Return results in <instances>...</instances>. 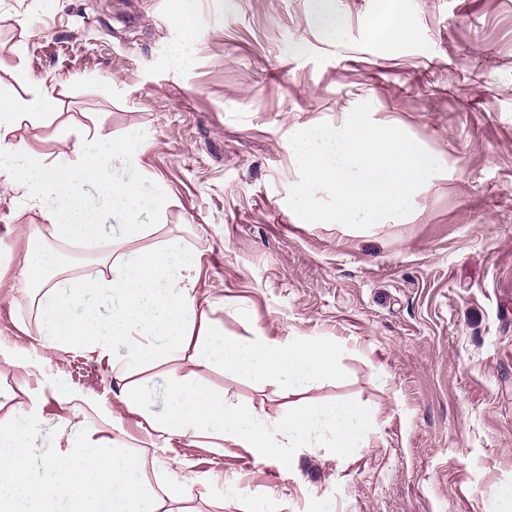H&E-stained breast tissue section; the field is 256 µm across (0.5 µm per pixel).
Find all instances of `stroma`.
I'll return each mask as SVG.
<instances>
[{
  "instance_id": "stroma-1",
  "label": "stroma",
  "mask_w": 512,
  "mask_h": 512,
  "mask_svg": "<svg viewBox=\"0 0 512 512\" xmlns=\"http://www.w3.org/2000/svg\"><path fill=\"white\" fill-rule=\"evenodd\" d=\"M405 2L415 37L390 46L373 33L382 0H340L349 24L335 42L313 28L307 0H193L188 39L169 25L168 0H0V83L25 95L43 80L54 113L24 122L17 140L50 161L73 159L88 133L143 145L139 185L165 189L168 204L141 215L160 229L129 250L180 240L226 335L336 344L340 378L300 398L369 405V448L344 464L298 448L284 473L229 442L157 444L96 356L41 348L40 313L5 288L0 344L36 358L26 373L0 360V394L21 402L41 388L48 417L58 392L93 400L122 420L153 481L182 483L193 512H485L512 486V0ZM365 101L446 171L400 221L298 223L290 136ZM40 221L0 178V237ZM173 375L272 417L292 401L278 384L185 358L141 374L151 412L165 410Z\"/></svg>"
}]
</instances>
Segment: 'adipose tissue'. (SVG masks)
<instances>
[{"instance_id": "obj_1", "label": "adipose tissue", "mask_w": 512, "mask_h": 512, "mask_svg": "<svg viewBox=\"0 0 512 512\" xmlns=\"http://www.w3.org/2000/svg\"><path fill=\"white\" fill-rule=\"evenodd\" d=\"M413 34L404 0H383L377 37L402 45ZM49 101L45 92L24 98L0 83V176L13 182L42 218L41 223L14 229L26 237L27 245L10 287L37 300L44 345L106 359L138 426L167 440L197 436L231 442L283 472L293 465V449L308 447L315 436L341 462L368 447L374 412L353 401L297 405L273 418L186 376L172 378L164 412L147 410L145 393L131 378L149 366L187 354L198 365L220 364L296 391L336 378L338 347L300 335L283 340L259 333L225 335L195 293L192 272L197 260L178 240L126 251L128 242L154 230L137 223V215L166 203L164 195L147 197L139 189L142 145L101 135L94 151L86 142H76L75 161L45 162L15 142L14 134L21 122L40 117ZM87 183L100 188L111 216L121 217L120 233L112 237L95 272L62 278L55 255L43 242L49 236L65 237L72 244L98 241L99 212L78 193ZM101 299L111 302L110 314L99 310ZM118 344L127 345L128 353L115 359L111 353ZM26 395V402L0 417V512H176V504L185 501L178 481L157 489L142 477L140 456L111 431L74 424L69 417H45L41 394L30 389Z\"/></svg>"}]
</instances>
